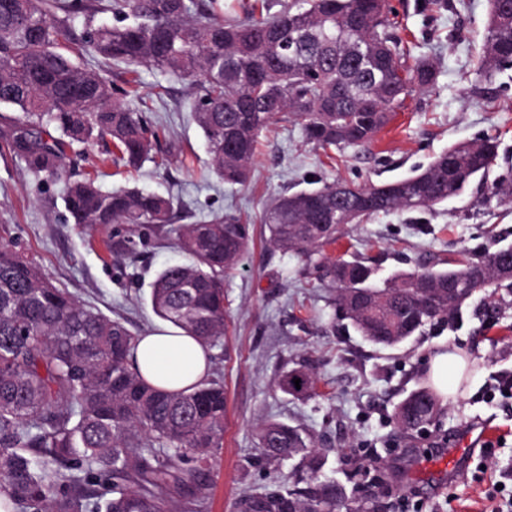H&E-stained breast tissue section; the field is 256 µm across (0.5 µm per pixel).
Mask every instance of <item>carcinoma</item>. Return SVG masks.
<instances>
[{"label": "carcinoma", "instance_id": "cac0c4a2", "mask_svg": "<svg viewBox=\"0 0 512 512\" xmlns=\"http://www.w3.org/2000/svg\"><path fill=\"white\" fill-rule=\"evenodd\" d=\"M250 8L224 17L220 0H0V108L13 112L0 139L43 183H65L75 224L171 223V198L136 187L104 190L70 181L63 160L75 143L109 137L115 161L138 168L152 142L142 117L112 101V84L60 50L52 10L85 19L83 44L127 67L150 64L193 82L192 112L211 157L210 173L245 185L259 134L295 114L307 140L323 148L363 146L411 92L428 89L433 65L410 67L388 0H294L276 13ZM111 12L117 23H95ZM477 75L512 66V0H489ZM494 137L458 143L411 175L368 186L342 182L285 192L260 222L270 243L317 257L309 263L333 290L335 312L365 340L392 348L438 321L454 322L465 275L512 288L492 266L512 244L462 254L454 267L422 264L380 280L359 258L333 260L325 248L350 224L394 210L424 212L483 182L497 165ZM485 200L512 203V167L486 186ZM185 260L160 270L150 305L162 321L212 347L224 336V274L250 241L234 215L174 229ZM137 336L120 319L80 304L54 286L16 246L0 243V495L21 512H179L177 497L205 491L204 465L222 446L224 386L167 390L130 364ZM313 366L293 363L277 380L313 398ZM301 380L295 386L293 379ZM439 404L426 389L400 404L397 423L419 431ZM267 458H299L286 489L244 493L235 512H351L343 489L322 477L325 455L300 428L268 422L259 430ZM193 459L194 467H184Z\"/></svg>", "mask_w": 512, "mask_h": 512}]
</instances>
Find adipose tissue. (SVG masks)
I'll return each mask as SVG.
<instances>
[{
	"label": "adipose tissue",
	"mask_w": 512,
	"mask_h": 512,
	"mask_svg": "<svg viewBox=\"0 0 512 512\" xmlns=\"http://www.w3.org/2000/svg\"><path fill=\"white\" fill-rule=\"evenodd\" d=\"M133 364L151 384L181 390L204 382L209 370V351L180 329H159L138 339ZM466 370L463 357L440 351L429 360L428 382L446 400L455 396Z\"/></svg>",
	"instance_id": "1"
}]
</instances>
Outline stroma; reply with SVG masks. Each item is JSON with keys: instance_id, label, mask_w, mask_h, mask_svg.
<instances>
[{"instance_id": "obj_1", "label": "stroma", "mask_w": 512, "mask_h": 512, "mask_svg": "<svg viewBox=\"0 0 512 512\" xmlns=\"http://www.w3.org/2000/svg\"><path fill=\"white\" fill-rule=\"evenodd\" d=\"M389 4L411 57L434 65V85L408 96L364 146L326 151L305 139L297 120L276 121L262 131L243 186L209 176L189 80L141 65L132 84L124 66L82 52L81 63L111 82L114 100L139 112L158 141L152 159L133 173L113 164L111 141L75 147L65 158L70 179L89 173L105 189L136 185L172 197L171 226L70 223L62 184H40L0 144V241L14 244L56 286L140 335L163 326L149 294L156 273L182 259L174 226L227 212L250 225L249 245L224 278L226 330L210 349L208 379L224 386L223 446L209 462L208 489L192 499L189 512H234L241 493L273 488L287 475L290 462H267L258 445L259 426L271 421L310 433L316 447L329 451L326 474L350 496L367 489L374 512H492L512 503V397L495 391L499 376L512 374V296L498 293L495 327L486 326L478 293L453 324L426 327L382 350L335 319L329 293L307 273L306 258L271 246L259 222L265 204L283 191L307 188L312 180L377 183L426 165L460 141L499 136L498 162L512 165V67L489 82L476 74L488 0ZM491 234L512 242V206L482 202L472 186L429 212L394 211L349 225L327 252L377 258L384 278L422 262L445 264ZM124 238L132 239L135 259L113 251ZM447 349L468 357L456 400L441 405L425 431L400 430L397 404L425 387L428 357ZM303 359L315 367L319 395L299 401L275 381ZM466 423L492 429L467 471L452 483L413 477L420 461L455 447Z\"/></svg>"}]
</instances>
